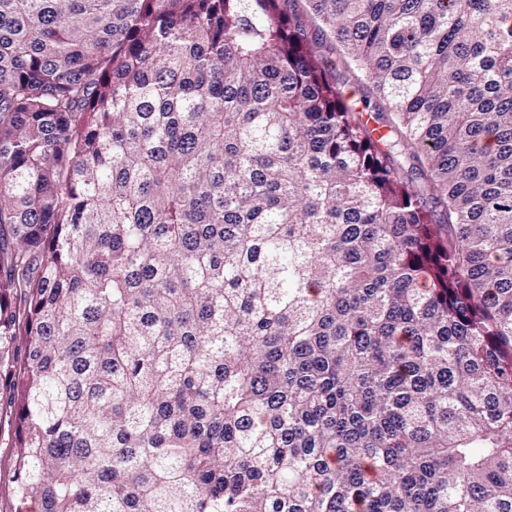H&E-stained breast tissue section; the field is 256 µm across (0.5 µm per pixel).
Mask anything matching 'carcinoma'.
I'll use <instances>...</instances> for the list:
<instances>
[{
  "instance_id": "1",
  "label": "carcinoma",
  "mask_w": 512,
  "mask_h": 512,
  "mask_svg": "<svg viewBox=\"0 0 512 512\" xmlns=\"http://www.w3.org/2000/svg\"><path fill=\"white\" fill-rule=\"evenodd\" d=\"M0 398L11 512H512V0H0Z\"/></svg>"
}]
</instances>
